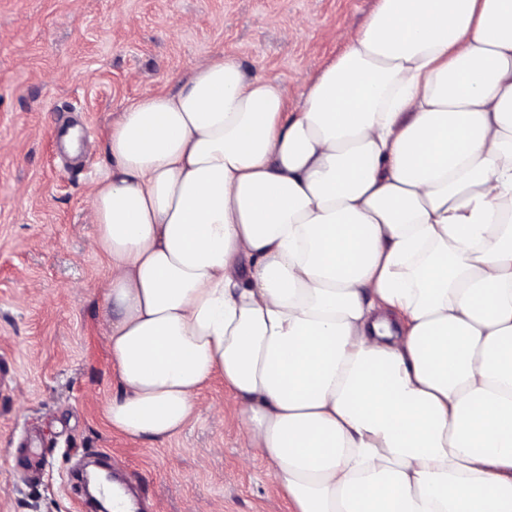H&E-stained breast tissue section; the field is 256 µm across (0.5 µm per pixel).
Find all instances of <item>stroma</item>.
I'll list each match as a JSON object with an SVG mask.
<instances>
[{
  "label": "stroma",
  "mask_w": 512,
  "mask_h": 512,
  "mask_svg": "<svg viewBox=\"0 0 512 512\" xmlns=\"http://www.w3.org/2000/svg\"><path fill=\"white\" fill-rule=\"evenodd\" d=\"M376 0H0V512H85L73 474L97 461L151 512H289L247 447L221 378L165 442L113 431L106 270L89 198L109 126L145 90H176L216 52L280 76L289 107ZM79 114L82 164L60 161Z\"/></svg>",
  "instance_id": "1"
}]
</instances>
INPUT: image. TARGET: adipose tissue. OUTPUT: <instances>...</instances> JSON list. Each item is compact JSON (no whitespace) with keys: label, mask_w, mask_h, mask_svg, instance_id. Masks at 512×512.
I'll return each instance as SVG.
<instances>
[{"label":"adipose tissue","mask_w":512,"mask_h":512,"mask_svg":"<svg viewBox=\"0 0 512 512\" xmlns=\"http://www.w3.org/2000/svg\"><path fill=\"white\" fill-rule=\"evenodd\" d=\"M105 152L112 430L218 376L290 512H512V0H377L293 112L215 53Z\"/></svg>","instance_id":"obj_1"}]
</instances>
